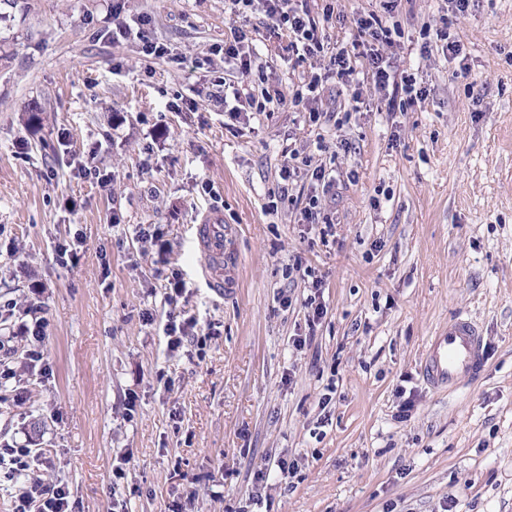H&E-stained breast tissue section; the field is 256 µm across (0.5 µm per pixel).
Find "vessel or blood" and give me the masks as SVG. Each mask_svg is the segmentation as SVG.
Wrapping results in <instances>:
<instances>
[{"instance_id":"obj_1","label":"vessel or blood","mask_w":512,"mask_h":512,"mask_svg":"<svg viewBox=\"0 0 512 512\" xmlns=\"http://www.w3.org/2000/svg\"><path fill=\"white\" fill-rule=\"evenodd\" d=\"M193 242L201 257L200 274L206 286L220 294L235 288V279L226 272L231 257L224 249V224L219 213H204L194 224ZM482 364L479 329L471 319L459 317L431 341L424 357L423 374L434 387L451 389L462 379L475 376Z\"/></svg>"}]
</instances>
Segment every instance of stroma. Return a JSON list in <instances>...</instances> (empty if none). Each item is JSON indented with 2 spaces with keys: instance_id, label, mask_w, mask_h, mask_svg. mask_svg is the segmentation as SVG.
<instances>
[{
  "instance_id": "obj_1",
  "label": "stroma",
  "mask_w": 512,
  "mask_h": 512,
  "mask_svg": "<svg viewBox=\"0 0 512 512\" xmlns=\"http://www.w3.org/2000/svg\"><path fill=\"white\" fill-rule=\"evenodd\" d=\"M333 7L338 42L358 12L393 13L386 53L424 104L391 112L372 84L333 75L322 129L288 105L237 122L216 102L226 0H0V337L18 348L20 322L47 324L38 360L0 350L16 373L0 384V447L31 448V476L65 488L68 512H512V0ZM145 15L164 57L142 51ZM427 26L462 57L421 54ZM253 51L270 87L326 66L289 59L263 26ZM291 151L335 189L301 171L283 196ZM312 195L329 234L302 220ZM208 210L239 257L225 295L196 274ZM460 314L484 366L437 390L421 361ZM172 318L195 322L175 350Z\"/></svg>"
}]
</instances>
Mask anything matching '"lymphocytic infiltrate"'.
<instances>
[{
    "label": "lymphocytic infiltrate",
    "mask_w": 512,
    "mask_h": 512,
    "mask_svg": "<svg viewBox=\"0 0 512 512\" xmlns=\"http://www.w3.org/2000/svg\"><path fill=\"white\" fill-rule=\"evenodd\" d=\"M309 0H229L230 10L235 16L261 11L269 30H283L288 34V49L302 58L328 57V70L339 78L347 79L361 75L387 100L389 111H404L422 104L427 98L423 87L417 86L411 75L399 72L388 57L381 52V45L392 42L393 34L399 33V26H388L375 13L360 14L356 19L358 37L350 45L338 46L334 52H326L325 38L321 33V21L331 18V9H324L322 16H315ZM254 31L247 25L233 26L231 37L224 43V63L236 72L240 80L249 79L255 60L248 48L253 41ZM323 83L321 75H312L309 82L284 91L281 88L262 89L253 93L248 87L233 90L235 107L229 111L231 118L240 119L243 111L266 112L271 105L291 103L308 106V122L321 126L327 120L326 113L315 109L314 104L320 95Z\"/></svg>",
    "instance_id": "f902f5d3"
}]
</instances>
